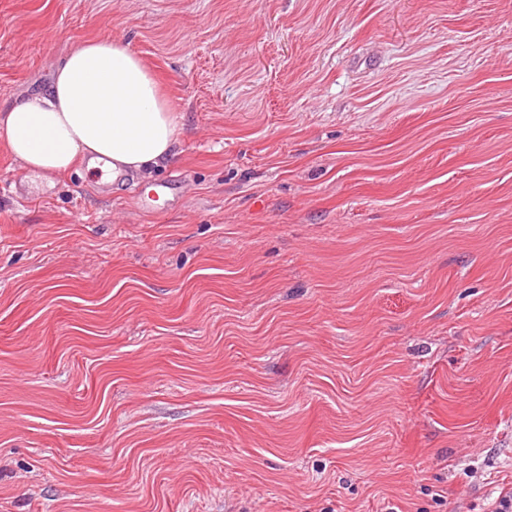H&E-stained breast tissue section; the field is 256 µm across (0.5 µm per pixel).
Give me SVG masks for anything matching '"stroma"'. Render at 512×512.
<instances>
[{
	"instance_id": "stroma-1",
	"label": "stroma",
	"mask_w": 512,
	"mask_h": 512,
	"mask_svg": "<svg viewBox=\"0 0 512 512\" xmlns=\"http://www.w3.org/2000/svg\"><path fill=\"white\" fill-rule=\"evenodd\" d=\"M121 38L158 178L0 146V512H487L512 489V0H0V105Z\"/></svg>"
}]
</instances>
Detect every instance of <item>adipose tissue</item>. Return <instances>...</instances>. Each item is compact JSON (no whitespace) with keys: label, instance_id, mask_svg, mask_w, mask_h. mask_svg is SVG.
Wrapping results in <instances>:
<instances>
[{"label":"adipose tissue","instance_id":"adipose-tissue-1","mask_svg":"<svg viewBox=\"0 0 512 512\" xmlns=\"http://www.w3.org/2000/svg\"><path fill=\"white\" fill-rule=\"evenodd\" d=\"M180 116L143 59L109 36L74 46L49 87L0 109V144L45 180L76 159L149 181L177 154Z\"/></svg>","mask_w":512,"mask_h":512}]
</instances>
